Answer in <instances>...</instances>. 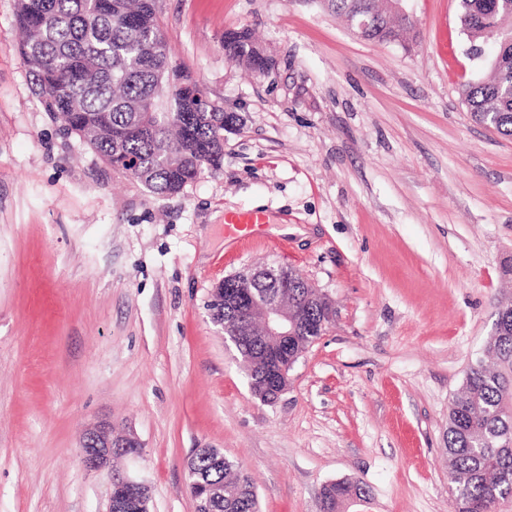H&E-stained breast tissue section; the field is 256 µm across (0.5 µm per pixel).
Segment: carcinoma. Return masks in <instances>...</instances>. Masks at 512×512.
<instances>
[{
  "label": "carcinoma",
  "instance_id": "obj_1",
  "mask_svg": "<svg viewBox=\"0 0 512 512\" xmlns=\"http://www.w3.org/2000/svg\"><path fill=\"white\" fill-rule=\"evenodd\" d=\"M491 0H459L462 33L471 46L498 45L497 67L462 86L477 118L490 113L492 127L512 136V47L480 22ZM16 25L24 35L21 53L32 75L33 91L53 116L69 124L107 162L117 154L139 161L131 176L154 196L180 193L204 167L224 157V122L229 115L200 101L179 98L167 86L176 69L166 47L154 0H16ZM224 52L232 60L262 70L256 41L244 29L224 32ZM288 308L297 324L288 356L298 358L324 327L316 289L294 269ZM505 330L493 333L482 356L471 362L448 415V477L454 512H498L512 498V305L499 309ZM194 482L208 480L224 493L204 512H260L257 494L240 467L226 458L196 452ZM336 504L355 494L369 499L359 483L333 484Z\"/></svg>",
  "mask_w": 512,
  "mask_h": 512
}]
</instances>
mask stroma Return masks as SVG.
<instances>
[{
    "instance_id": "1",
    "label": "stroma",
    "mask_w": 512,
    "mask_h": 512,
    "mask_svg": "<svg viewBox=\"0 0 512 512\" xmlns=\"http://www.w3.org/2000/svg\"><path fill=\"white\" fill-rule=\"evenodd\" d=\"M170 59L236 118L224 159L156 197L64 134L0 0V512H108L114 470L150 512H194L188 464L240 463L261 512H452L448 414L512 301V137L471 117L458 0H405L407 42L357 38L319 0H156ZM248 29L273 58L224 54ZM269 216L244 247L224 213ZM292 226L286 250L275 226ZM288 266L332 302L266 403L208 308L225 276ZM108 422L140 459L88 470ZM255 44L256 41L247 29L228 30L224 33L225 54L232 60L246 63L254 70L262 72ZM80 448L85 466L91 470H99L109 466L118 448H129L128 452L133 453L124 456L139 457L140 452L136 451L142 448V444L134 432L112 436L109 424L99 422L86 429Z\"/></svg>"
}]
</instances>
